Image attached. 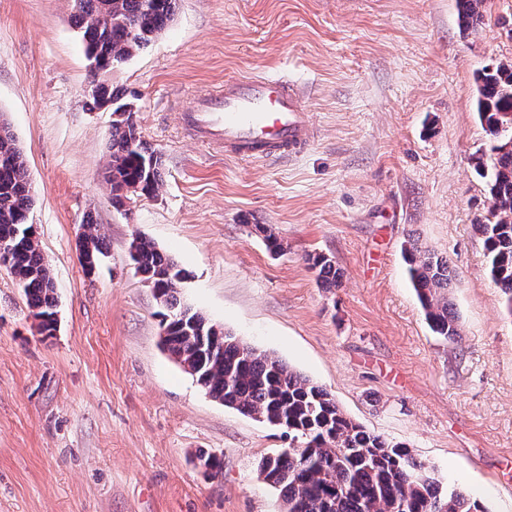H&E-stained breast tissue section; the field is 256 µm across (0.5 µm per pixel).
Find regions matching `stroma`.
Segmentation results:
<instances>
[{
  "label": "stroma",
  "mask_w": 512,
  "mask_h": 512,
  "mask_svg": "<svg viewBox=\"0 0 512 512\" xmlns=\"http://www.w3.org/2000/svg\"><path fill=\"white\" fill-rule=\"evenodd\" d=\"M72 13V0H0V116L27 160L58 300L54 335L39 334L0 268V512H280L256 465L287 437L214 401L163 350L160 306L128 256L137 235L186 271L188 305L326 388L443 486L512 512V316L475 230L491 200L471 162L487 144L476 78L512 61V0H484L475 31L456 0H178L109 76L164 160L157 192L121 208L104 179L112 115L85 95ZM260 75L303 91L304 153L244 160L192 137L195 101ZM89 221L108 246L91 273ZM413 244L450 260L460 342L425 319ZM317 254L341 287L318 281Z\"/></svg>",
  "instance_id": "obj_1"
}]
</instances>
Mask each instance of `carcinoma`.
Masks as SVG:
<instances>
[{
  "mask_svg": "<svg viewBox=\"0 0 512 512\" xmlns=\"http://www.w3.org/2000/svg\"><path fill=\"white\" fill-rule=\"evenodd\" d=\"M178 0H80L74 17L87 56L115 66L157 37L171 21ZM465 28L483 21L482 0H457ZM477 114L488 149L475 157L487 179L491 209L475 225L482 236L488 275L512 316V62L485 68L478 77ZM99 99L112 103V131L106 178L112 202L124 204L125 186L154 193L162 180L163 158L143 140L136 112L98 81ZM33 204L26 160L9 124L0 119V237L19 232L9 273L22 288L42 333L52 332L56 289L49 263L32 229ZM81 265L93 271L107 257L104 238L87 225ZM408 272L432 330L450 340L461 338L458 318L448 302V259L411 246ZM130 259L154 288L168 328L165 348L212 398L254 418L275 424L288 420L285 449L264 456L259 477L280 491L282 512H484L461 488L443 489L426 462L406 447L365 430L337 405L325 388L259 351L180 299L186 273L150 239L131 241ZM318 278L339 286L332 259L310 258Z\"/></svg>",
  "mask_w": 512,
  "mask_h": 512,
  "instance_id": "carcinoma-1",
  "label": "carcinoma"
}]
</instances>
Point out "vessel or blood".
I'll return each instance as SVG.
<instances>
[{
  "instance_id": "1",
  "label": "vessel or blood",
  "mask_w": 512,
  "mask_h": 512,
  "mask_svg": "<svg viewBox=\"0 0 512 512\" xmlns=\"http://www.w3.org/2000/svg\"><path fill=\"white\" fill-rule=\"evenodd\" d=\"M186 123L193 136L241 159L295 156L313 137L303 94L282 77L226 80L221 94L203 99Z\"/></svg>"
}]
</instances>
